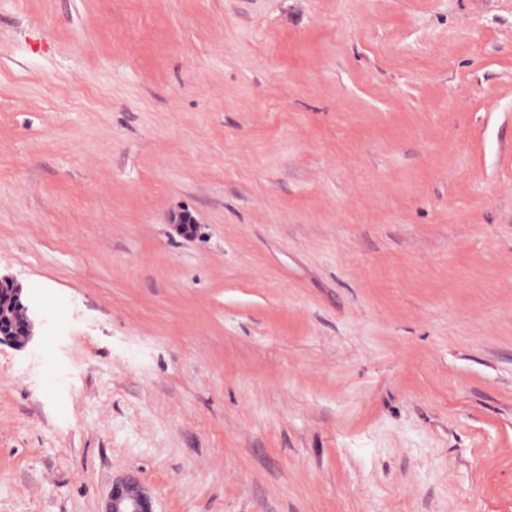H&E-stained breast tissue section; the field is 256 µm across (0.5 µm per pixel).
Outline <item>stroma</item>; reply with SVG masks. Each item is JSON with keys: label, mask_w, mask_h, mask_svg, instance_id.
<instances>
[{"label": "stroma", "mask_w": 512, "mask_h": 512, "mask_svg": "<svg viewBox=\"0 0 512 512\" xmlns=\"http://www.w3.org/2000/svg\"><path fill=\"white\" fill-rule=\"evenodd\" d=\"M0 274V512H512V0H0ZM0 286H5L3 291L2 288H0L1 307L5 308L9 304L11 299L9 290L7 289L9 288L13 300V308L10 310V313L20 329V332L15 336H0V342H9L15 346L23 347L29 342L33 335L34 320L29 315L28 307L22 301V288L14 279L2 275H0ZM104 512H155L151 497L137 476L126 474L112 483Z\"/></svg>", "instance_id": "stroma-1"}]
</instances>
